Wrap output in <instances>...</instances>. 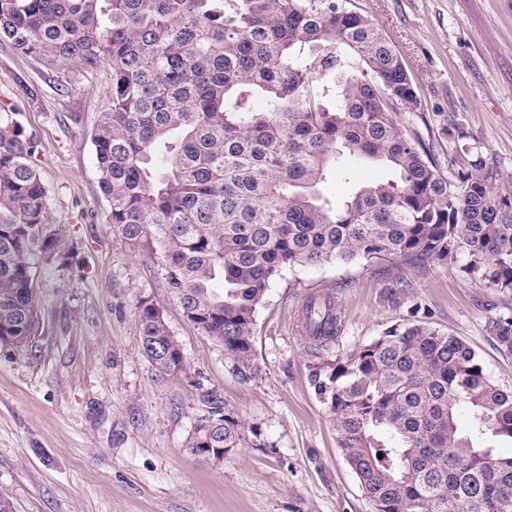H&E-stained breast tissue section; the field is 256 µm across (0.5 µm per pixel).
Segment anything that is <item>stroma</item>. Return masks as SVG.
Masks as SVG:
<instances>
[{"instance_id":"stroma-1","label":"stroma","mask_w":512,"mask_h":512,"mask_svg":"<svg viewBox=\"0 0 512 512\" xmlns=\"http://www.w3.org/2000/svg\"><path fill=\"white\" fill-rule=\"evenodd\" d=\"M402 60L421 102L397 111L433 147L443 176L482 155L512 186V0H352ZM102 65L37 60L0 45V117L38 143L35 168L68 266L38 275L41 325L26 351L0 346V497L11 512H372L316 392L317 359H343L418 310L465 340L489 376L512 387V356L489 325L512 294L463 259L329 263L285 271L256 314L257 376L241 381L222 346L182 314L156 261L108 222L91 134L111 93ZM330 297L340 332L321 356L301 329L310 296ZM150 299L180 341L185 373H158L138 345ZM217 397L244 427L224 462L186 439Z\"/></svg>"}]
</instances>
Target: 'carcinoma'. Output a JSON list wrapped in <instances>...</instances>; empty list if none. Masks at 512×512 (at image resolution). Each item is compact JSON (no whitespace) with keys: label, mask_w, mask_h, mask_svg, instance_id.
Instances as JSON below:
<instances>
[{"label":"carcinoma","mask_w":512,"mask_h":512,"mask_svg":"<svg viewBox=\"0 0 512 512\" xmlns=\"http://www.w3.org/2000/svg\"><path fill=\"white\" fill-rule=\"evenodd\" d=\"M0 44L110 67L111 96L91 137L108 222L156 259L184 316L243 381L258 372L257 310L287 269L460 255L473 278L512 292V189L480 156L442 176L433 150L398 127L393 104L415 112L417 93L352 0H0ZM37 152L18 123L0 120V346L16 350L40 327L38 271L69 259ZM351 160L388 177L332 205L321 187ZM416 314L313 368L338 448L380 512H448L450 503L512 512V454L497 451L512 442V387L491 379L463 339ZM338 325L330 301L307 302L310 341L328 345ZM138 328L140 352L159 372L186 370L147 298ZM490 332L511 356L512 313ZM242 439L241 421L216 404L186 447Z\"/></svg>","instance_id":"1"}]
</instances>
